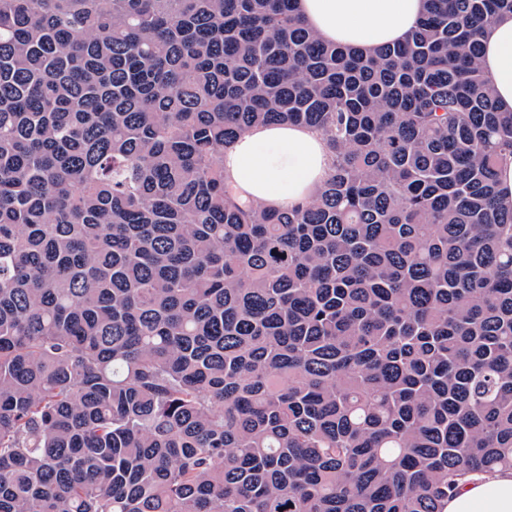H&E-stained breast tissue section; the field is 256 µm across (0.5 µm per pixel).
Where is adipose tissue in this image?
I'll return each instance as SVG.
<instances>
[{
    "label": "adipose tissue",
    "mask_w": 512,
    "mask_h": 512,
    "mask_svg": "<svg viewBox=\"0 0 512 512\" xmlns=\"http://www.w3.org/2000/svg\"><path fill=\"white\" fill-rule=\"evenodd\" d=\"M424 6L425 0H298L300 15L323 40L364 52L403 40ZM480 63L499 106L512 111V13L486 27ZM222 164L239 199L285 209L317 195L333 172V154L317 130L278 123L241 134L225 146ZM445 512H512V471L462 484Z\"/></svg>",
    "instance_id": "ef3b65f1"
}]
</instances>
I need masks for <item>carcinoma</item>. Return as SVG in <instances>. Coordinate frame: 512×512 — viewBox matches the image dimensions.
<instances>
[{"label":"carcinoma","mask_w":512,"mask_h":512,"mask_svg":"<svg viewBox=\"0 0 512 512\" xmlns=\"http://www.w3.org/2000/svg\"><path fill=\"white\" fill-rule=\"evenodd\" d=\"M512 0L400 44L295 0H0V512H444L512 469ZM335 155L292 209L217 159ZM480 63L498 105L512 111V13L496 17L486 27ZM325 137L304 125L254 126L224 146L227 186L241 200L264 208L310 202L333 173Z\"/></svg>","instance_id":"obj_1"}]
</instances>
